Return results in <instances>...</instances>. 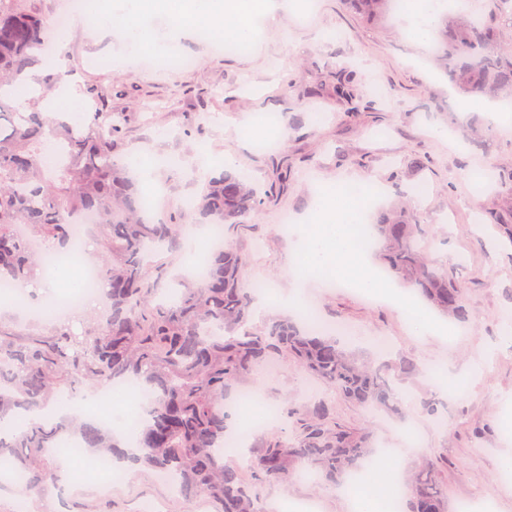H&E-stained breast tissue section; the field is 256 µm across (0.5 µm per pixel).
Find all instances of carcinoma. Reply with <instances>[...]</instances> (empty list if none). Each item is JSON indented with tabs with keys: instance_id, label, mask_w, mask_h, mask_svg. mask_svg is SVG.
<instances>
[{
	"instance_id": "cac0c4a2",
	"label": "carcinoma",
	"mask_w": 512,
	"mask_h": 512,
	"mask_svg": "<svg viewBox=\"0 0 512 512\" xmlns=\"http://www.w3.org/2000/svg\"><path fill=\"white\" fill-rule=\"evenodd\" d=\"M503 2H469L436 34L438 59L463 92L512 94V47L495 49L496 23L512 14ZM353 3L371 18L390 10V0ZM49 27L18 0H0V279L38 281L51 253L33 250L17 226H26L41 244L56 241L69 251L73 225L94 213L107 309L54 317L42 331L19 312L9 324L0 320V459L12 460L21 474L18 491L29 498L64 490L70 471L57 455L66 441L163 473L182 498L204 495L218 512H265L262 488L290 480L299 469L343 485L378 449L370 429L336 425L331 406L315 390L302 405L282 399L280 425L250 449V477L225 459L240 389L256 382L270 360L289 358L306 377L352 403L402 419L387 376L425 370L382 356L365 362L340 337L311 329L296 313L252 329L262 282L245 278V257L232 240L211 251L203 280L168 276L155 262L160 252L182 250L199 219L226 235L247 230L241 219L258 212L259 190L243 175L224 173L211 178L184 213L156 219L129 165L114 157L120 126L112 113L90 112L80 125L41 109L40 95L24 108L15 104L12 87L43 54ZM370 232L374 257L390 279L436 312L465 320L463 286L430 259L420 225L392 211ZM116 380L136 385L133 398L145 412L123 445L94 417L76 411L29 422L53 403L83 400ZM406 512H448L430 459L408 479Z\"/></svg>"
}]
</instances>
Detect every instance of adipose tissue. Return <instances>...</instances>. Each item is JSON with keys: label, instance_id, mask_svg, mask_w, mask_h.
<instances>
[{"label": "adipose tissue", "instance_id": "ef3b65f1", "mask_svg": "<svg viewBox=\"0 0 512 512\" xmlns=\"http://www.w3.org/2000/svg\"><path fill=\"white\" fill-rule=\"evenodd\" d=\"M281 0H104L95 13L97 28H122V51L132 58L152 56L164 61L176 30L202 26L217 38L254 43L259 28L275 25ZM446 7V0H407L400 17L402 30L411 40L430 38ZM168 18L158 27L154 18ZM351 181L337 182L320 191L314 214L300 225L296 274L301 280L318 281L331 274L376 295L388 290L367 266L359 247L366 205Z\"/></svg>", "mask_w": 512, "mask_h": 512}]
</instances>
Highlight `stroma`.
I'll list each match as a JSON object with an SVG mask.
<instances>
[{
    "label": "stroma",
    "instance_id": "stroma-1",
    "mask_svg": "<svg viewBox=\"0 0 512 512\" xmlns=\"http://www.w3.org/2000/svg\"><path fill=\"white\" fill-rule=\"evenodd\" d=\"M180 43L188 68H161L148 56L117 67L105 39L74 20L56 47L64 61L60 82L75 90L83 111L122 116L119 155L150 167L141 190L155 215L186 207L232 157L229 168L250 178L261 198L252 231L235 239L248 258V278L268 286L252 327L287 314L285 301L299 290L322 319L351 328L346 342L365 359L382 336L390 360L438 369L447 383L441 391L421 375L396 382L405 395L402 422L364 411L337 391L325 396L338 424L375 432L393 454L398 480L428 456L450 512L464 499L512 512L505 464L512 458V331L503 318L512 307V240L481 221L489 207L512 216V186L489 188L470 174L477 167L512 172V124L490 125L483 96L456 90L429 45L403 37L397 17L369 20L349 0H303L284 9L278 28L241 54L217 51L194 28ZM341 75L353 78L347 99L336 95ZM270 115L276 145L261 150L242 128L250 117ZM342 175L376 190L367 221L398 205L407 223L427 228L432 259L465 287L468 321L454 324L452 335H416L402 304L293 278L294 239L280 225L304 219L316 193ZM261 385L270 402L300 404L311 383L281 360ZM432 395L445 404L439 425L418 410ZM262 496L266 512H289L305 498L318 512L354 510L351 493L304 475L268 485ZM43 500L54 512H147L155 502L165 512H217L208 499L185 501L140 467L127 469L112 489L75 479L65 498L52 491Z\"/></svg>",
    "mask_w": 512,
    "mask_h": 512
}]
</instances>
